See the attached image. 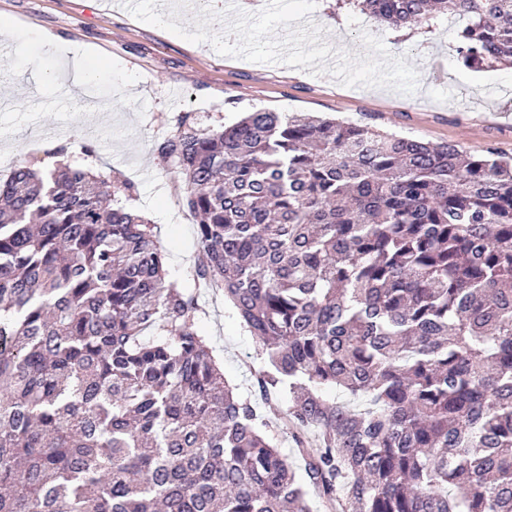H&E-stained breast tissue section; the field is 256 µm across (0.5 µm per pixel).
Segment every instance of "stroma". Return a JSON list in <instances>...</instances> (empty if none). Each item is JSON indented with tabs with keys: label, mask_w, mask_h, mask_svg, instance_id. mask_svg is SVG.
I'll return each mask as SVG.
<instances>
[{
	"label": "stroma",
	"mask_w": 512,
	"mask_h": 512,
	"mask_svg": "<svg viewBox=\"0 0 512 512\" xmlns=\"http://www.w3.org/2000/svg\"><path fill=\"white\" fill-rule=\"evenodd\" d=\"M337 2L318 0L310 16L321 42L362 56L361 32L381 38L390 55L417 70L413 94L343 86L330 72L333 56L319 75L300 65L223 56L210 44L138 21L122 0H112L108 12L96 0H0V16L12 24L9 34H0V63L10 71L0 89V175L21 161L54 167L45 151L59 143L67 145L71 167L105 180L123 175L137 187L133 208L158 228L169 279L185 288L199 254L195 220L174 194L172 164L154 151L182 114H192L200 129L232 125L255 109L336 117L471 154L491 149L512 157V67L474 70L458 61L455 34L465 18L395 28ZM45 33L54 36L56 50L43 46ZM46 73L53 82L43 81ZM86 144L93 154L83 153ZM200 301L207 314L199 329L225 380L248 393L263 364L258 339L223 296L207 292Z\"/></svg>",
	"instance_id": "35a3bbf8"
}]
</instances>
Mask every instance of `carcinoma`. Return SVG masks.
<instances>
[{"instance_id":"carcinoma-1","label":"carcinoma","mask_w":512,"mask_h":512,"mask_svg":"<svg viewBox=\"0 0 512 512\" xmlns=\"http://www.w3.org/2000/svg\"><path fill=\"white\" fill-rule=\"evenodd\" d=\"M347 2L463 15V66L512 65V0ZM188 119L155 151L197 218L189 278L261 343L259 399L224 379L155 225L110 204L135 184L22 161L0 178V512H512V158Z\"/></svg>"}]
</instances>
